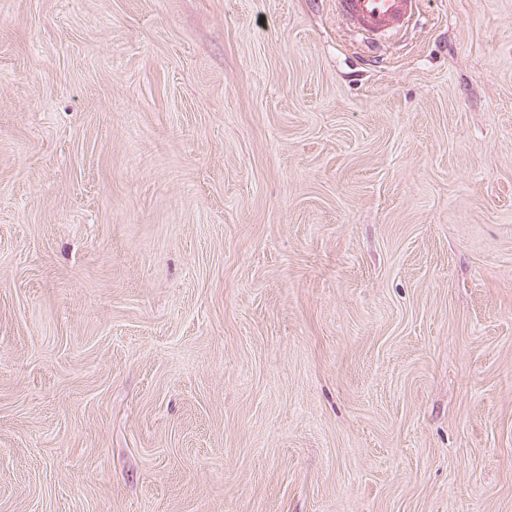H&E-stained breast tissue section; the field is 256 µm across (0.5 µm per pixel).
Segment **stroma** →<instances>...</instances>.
Masks as SVG:
<instances>
[{
  "instance_id": "stroma-1",
  "label": "stroma",
  "mask_w": 512,
  "mask_h": 512,
  "mask_svg": "<svg viewBox=\"0 0 512 512\" xmlns=\"http://www.w3.org/2000/svg\"><path fill=\"white\" fill-rule=\"evenodd\" d=\"M0 512H512V0H0ZM334 4L372 47L405 31L420 13L419 0H335Z\"/></svg>"
}]
</instances>
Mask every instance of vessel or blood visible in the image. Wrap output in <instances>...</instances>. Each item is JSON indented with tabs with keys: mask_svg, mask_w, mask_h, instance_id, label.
Here are the masks:
<instances>
[{
	"mask_svg": "<svg viewBox=\"0 0 512 512\" xmlns=\"http://www.w3.org/2000/svg\"><path fill=\"white\" fill-rule=\"evenodd\" d=\"M336 11L370 46L405 31L419 14V0H334Z\"/></svg>",
	"mask_w": 512,
	"mask_h": 512,
	"instance_id": "1",
	"label": "vessel or blood"
}]
</instances>
